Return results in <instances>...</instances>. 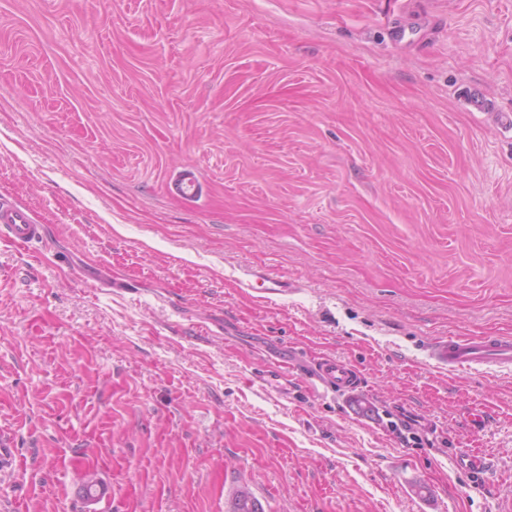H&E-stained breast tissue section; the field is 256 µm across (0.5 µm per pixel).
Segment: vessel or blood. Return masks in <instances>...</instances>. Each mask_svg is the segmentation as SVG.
<instances>
[{
	"label": "vessel or blood",
	"mask_w": 512,
	"mask_h": 512,
	"mask_svg": "<svg viewBox=\"0 0 512 512\" xmlns=\"http://www.w3.org/2000/svg\"><path fill=\"white\" fill-rule=\"evenodd\" d=\"M0 236L26 246L42 241L43 227L30 211L9 197L0 195ZM432 360L452 371L512 366V338L508 336L451 337L437 341L431 349ZM316 381L329 389L353 391L359 386L357 372L335 358L320 360Z\"/></svg>",
	"instance_id": "vessel-or-blood-1"
}]
</instances>
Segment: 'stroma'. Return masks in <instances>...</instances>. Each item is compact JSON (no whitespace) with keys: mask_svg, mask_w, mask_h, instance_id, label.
Segmentation results:
<instances>
[{"mask_svg":"<svg viewBox=\"0 0 512 512\" xmlns=\"http://www.w3.org/2000/svg\"><path fill=\"white\" fill-rule=\"evenodd\" d=\"M507 114L512 0H0V512H495L512 367L429 349L512 336ZM3 235L26 246L42 241L43 226L34 220L26 207L0 195V236ZM431 359L448 371L512 366L509 336L448 337L431 348ZM314 379L331 390L353 391L359 387L357 372L347 363L330 357L320 360ZM230 512H263V507L251 489L242 485L233 494Z\"/></svg>","mask_w":512,"mask_h":512,"instance_id":"35a3bbf8","label":"stroma"}]
</instances>
